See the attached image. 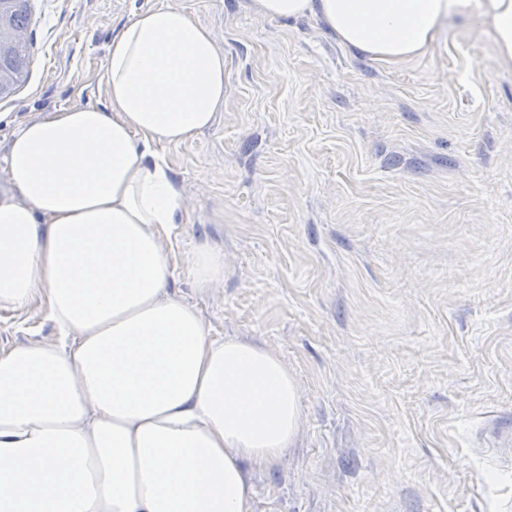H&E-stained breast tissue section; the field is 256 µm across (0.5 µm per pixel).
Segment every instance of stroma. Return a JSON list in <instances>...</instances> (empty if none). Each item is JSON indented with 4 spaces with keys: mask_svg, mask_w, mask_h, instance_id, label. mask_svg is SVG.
Returning a JSON list of instances; mask_svg holds the SVG:
<instances>
[{
    "mask_svg": "<svg viewBox=\"0 0 512 512\" xmlns=\"http://www.w3.org/2000/svg\"><path fill=\"white\" fill-rule=\"evenodd\" d=\"M170 3L214 34L224 108L162 145L185 204L162 238L171 290L211 335L276 353L300 426L250 471L252 512H505L512 504V66L489 23L382 65L314 15L253 0H29L18 125L105 106L107 50L134 12ZM223 279L190 272L199 244ZM47 306L0 307V353L52 343Z\"/></svg>",
    "mask_w": 512,
    "mask_h": 512,
    "instance_id": "35a3bbf8",
    "label": "stroma"
}]
</instances>
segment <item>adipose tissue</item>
Segmentation results:
<instances>
[{"label":"adipose tissue","mask_w":512,"mask_h":512,"mask_svg":"<svg viewBox=\"0 0 512 512\" xmlns=\"http://www.w3.org/2000/svg\"><path fill=\"white\" fill-rule=\"evenodd\" d=\"M316 13L345 47L399 64L477 15L512 63V0H254ZM106 106L23 122L0 187V305L45 300L59 341L0 354V512H251L248 472L294 439L300 394L267 348L210 336L171 294L161 246L184 205L155 148L208 129L224 54L175 5L112 40Z\"/></svg>","instance_id":"obj_1"}]
</instances>
